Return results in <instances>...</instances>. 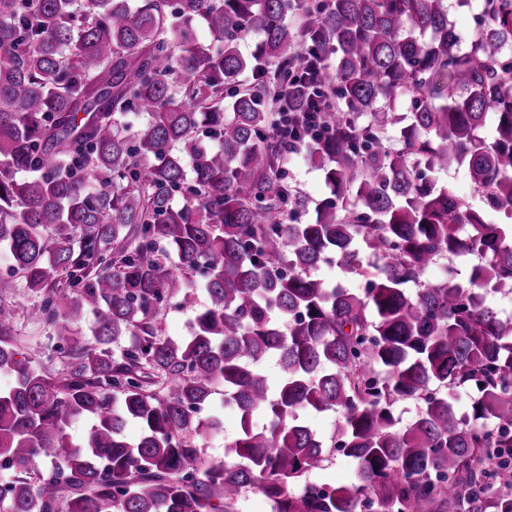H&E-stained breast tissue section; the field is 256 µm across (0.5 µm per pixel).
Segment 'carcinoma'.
<instances>
[{
  "label": "carcinoma",
  "instance_id": "obj_1",
  "mask_svg": "<svg viewBox=\"0 0 512 512\" xmlns=\"http://www.w3.org/2000/svg\"><path fill=\"white\" fill-rule=\"evenodd\" d=\"M76 2L0 0V288L23 282L66 364L16 358L0 301V512H234L249 489L274 512H512V318L486 301L512 294V0H479L466 41L447 0H320L297 29L288 0ZM303 148L319 201L280 173ZM451 167L474 199L436 180ZM444 255L486 262L422 282ZM329 258L364 286L312 275ZM191 272L208 302L162 338ZM267 356L274 391L249 369ZM219 384L240 431L208 461L191 436L218 426L200 412ZM404 400L421 411L400 427ZM302 409L339 414L351 483L303 480L329 452Z\"/></svg>",
  "mask_w": 512,
  "mask_h": 512
}]
</instances>
